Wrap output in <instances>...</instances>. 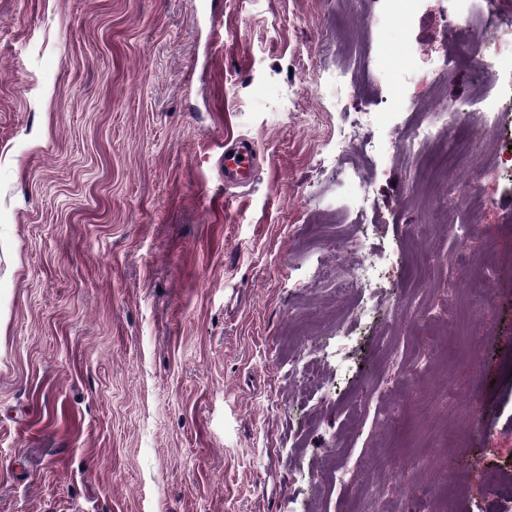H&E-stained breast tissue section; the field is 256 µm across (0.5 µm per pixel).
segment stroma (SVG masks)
<instances>
[{"label": "stroma", "mask_w": 512, "mask_h": 512, "mask_svg": "<svg viewBox=\"0 0 512 512\" xmlns=\"http://www.w3.org/2000/svg\"><path fill=\"white\" fill-rule=\"evenodd\" d=\"M391 7L0 0V512H512V170L485 151L512 144V75L429 202L417 114L484 106L454 0ZM236 138L261 159L243 187ZM361 256L379 279L337 293ZM238 156H243V159L238 160ZM255 164L256 153L246 140L224 150V177L243 182L252 174Z\"/></svg>", "instance_id": "stroma-1"}]
</instances>
